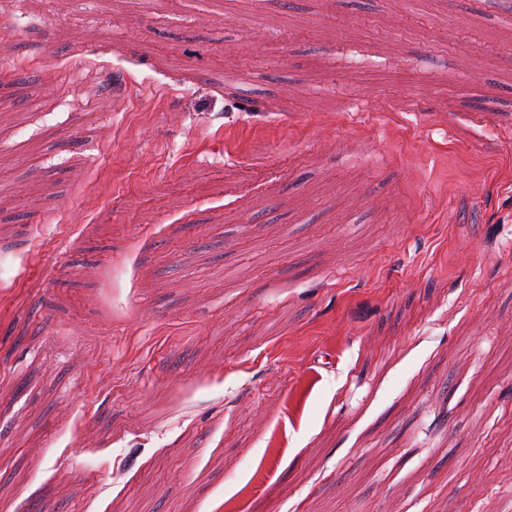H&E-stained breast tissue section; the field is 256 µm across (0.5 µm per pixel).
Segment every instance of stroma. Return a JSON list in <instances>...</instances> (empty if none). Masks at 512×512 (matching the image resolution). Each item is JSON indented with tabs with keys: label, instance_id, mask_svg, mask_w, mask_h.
Segmentation results:
<instances>
[{
	"label": "stroma",
	"instance_id": "1",
	"mask_svg": "<svg viewBox=\"0 0 512 512\" xmlns=\"http://www.w3.org/2000/svg\"><path fill=\"white\" fill-rule=\"evenodd\" d=\"M498 8L0 0V512H512Z\"/></svg>",
	"mask_w": 512,
	"mask_h": 512
}]
</instances>
